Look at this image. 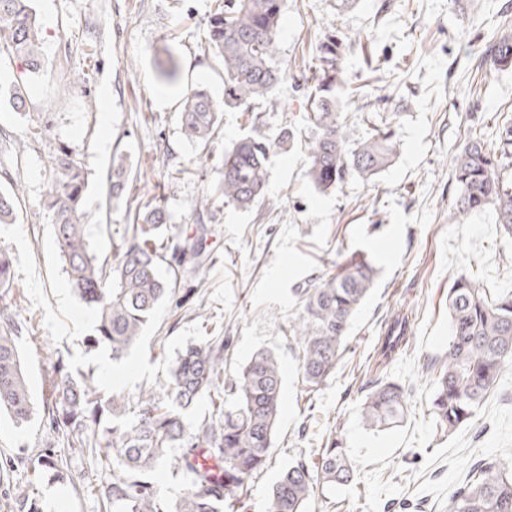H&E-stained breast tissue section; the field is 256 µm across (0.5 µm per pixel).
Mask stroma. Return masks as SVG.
I'll list each match as a JSON object with an SVG mask.
<instances>
[{
    "label": "stroma",
    "mask_w": 512,
    "mask_h": 512,
    "mask_svg": "<svg viewBox=\"0 0 512 512\" xmlns=\"http://www.w3.org/2000/svg\"><path fill=\"white\" fill-rule=\"evenodd\" d=\"M212 0H33L43 25L44 66L25 75L27 106L0 100V188L17 186V223L0 224V251L12 260L14 284L0 290L21 327L16 344L34 401H42L53 367L90 376L102 391L120 393L132 418L142 392L161 390L171 363L189 344L223 341L224 379L251 355L271 350L283 368L282 402L267 466L248 489L249 512H264L281 473L298 459L316 460L339 441L354 462L346 486L319 491L307 512H452L459 485L478 461L512 454V367L473 421L449 436L430 413L433 363L448 346V287L466 269L481 287L512 291V236L493 210L448 221L457 194L451 160L473 129L494 137L512 120V68L481 65L493 34L512 32V0H286L278 60L291 79L261 103L256 129L274 137L295 128L291 147L269 160V193L249 211L221 206L202 225L190 217L220 180L214 159L250 133L240 113L225 112L210 146L181 132L182 89L207 87L224 96V74L205 48ZM338 30L351 47L342 58L345 124L350 142L364 139L372 115L397 130L392 165L371 182L351 176L322 193L309 182L307 89L315 40ZM174 56L181 82L160 85L159 64ZM85 80L63 86L77 74ZM385 91L375 112L356 99ZM23 147H16L17 138ZM68 147L86 172L83 210L90 242L111 261L110 231L130 212L164 198L181 236L206 233L207 263L184 270L136 347L122 360L86 344L94 314L68 283L45 208L47 158ZM124 159L128 186L109 196L112 164ZM362 251L375 262L373 289L356 314L335 373L307 394L288 319L298 289L333 272L341 254ZM412 314L409 344L386 368L375 340L391 311ZM402 384L410 412L399 427L375 431L360 419L370 381ZM52 467H42V458ZM101 472L88 447L69 443L42 414L24 426L0 416V512H18L31 493L43 512H102L93 487Z\"/></svg>",
    "instance_id": "35a3bbf8"
}]
</instances>
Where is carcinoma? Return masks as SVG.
Segmentation results:
<instances>
[{
	"mask_svg": "<svg viewBox=\"0 0 512 512\" xmlns=\"http://www.w3.org/2000/svg\"><path fill=\"white\" fill-rule=\"evenodd\" d=\"M32 0H0V47L36 73L43 66L42 26ZM208 20L207 50L224 69V103L201 87L184 90L180 113L185 139L207 145L219 127L222 112L236 109L256 125V105L288 81V69L277 63L278 32L285 0H214ZM348 45L334 31L322 33L315 45L316 64L305 72L310 84L307 121L319 130L309 147L308 177L318 191L339 189L350 175L373 180L397 154L396 130L373 125L363 140L351 145L336 88L344 84L340 61ZM485 60L496 68L512 67V35L505 33L484 49ZM11 107H26L25 87L17 81L0 98ZM293 139L285 128L277 137L243 135L220 158L222 178L200 200L192 218L200 224L212 208L232 205L250 210L267 193L271 151ZM52 179L48 209L57 246L65 260L68 281L97 320L93 345H105L119 359L140 341L155 309L176 292L177 272L162 276L160 265L171 257L176 266L201 264L197 243L177 242V228L169 224L165 206L155 204L136 212L124 225L115 245L117 262L106 266L95 255L83 224L86 174L72 152L61 149L49 160ZM457 196L448 222L487 208L496 223L512 235V123L505 124L491 142L471 136L451 161ZM16 190L0 191V224L17 220ZM375 263L360 252L342 255L336 272L298 291V313L288 320V335L298 348L302 384L315 393L327 382L347 348L350 326L375 283ZM13 287L12 261L0 252V288ZM450 339L438 361L431 409L435 425L449 434L468 424L486 396L498 385L504 364L512 361V293L482 288L468 273L457 272L448 288ZM14 321L7 306L0 307V414L17 424L31 420L35 405L12 336ZM411 321L393 312L377 336V357L393 361L409 342ZM224 344L204 340L187 347L173 363L163 385L164 394H142L135 418L114 424L124 408L119 395L104 396L91 381L74 377L59 360L42 406L50 425L83 443L96 436L104 442L98 464L102 512H237L246 507L254 476L272 454L281 409L282 370L267 350L254 353L235 381L223 380ZM232 403L217 408L195 423L185 412L202 397L221 393ZM408 413L404 386L376 380L365 394L362 419L370 427L390 429ZM222 463L220 476L208 460ZM168 465L185 476V489L168 499L150 480L157 468ZM355 478L351 458L339 442L322 449L315 463L305 459L289 466L273 486L265 512H305L319 488L345 484ZM454 512H512V461H491L469 471L454 500Z\"/></svg>",
	"mask_w": 512,
	"mask_h": 512,
	"instance_id": "cac0c4a2",
	"label": "carcinoma"
}]
</instances>
